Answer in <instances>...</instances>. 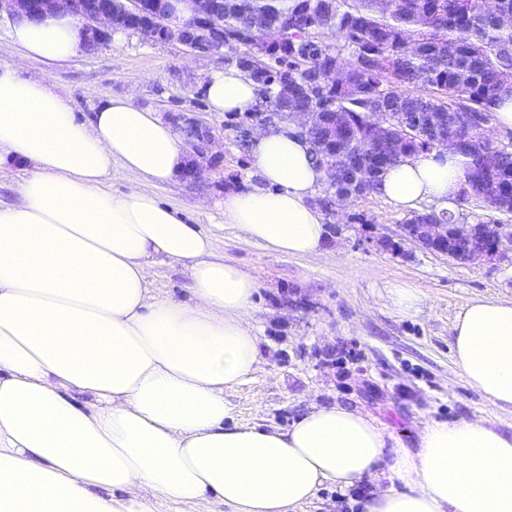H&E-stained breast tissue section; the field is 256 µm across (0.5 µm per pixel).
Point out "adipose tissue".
<instances>
[{"instance_id": "obj_1", "label": "adipose tissue", "mask_w": 512, "mask_h": 512, "mask_svg": "<svg viewBox=\"0 0 512 512\" xmlns=\"http://www.w3.org/2000/svg\"><path fill=\"white\" fill-rule=\"evenodd\" d=\"M23 58L47 67L86 49L65 8L9 29ZM0 62V161L27 163L0 204V512H299L324 483L359 490L361 512H512V435L484 420L434 421L417 452L386 460L366 414L315 406L285 430L228 425L227 391L260 358L251 329L255 276L215 255L156 190L189 165L172 122L112 97L79 120L69 90ZM210 108L251 112L256 85L217 69ZM258 185L228 192L224 215L275 252L309 256L327 235L310 205L325 174L292 128L256 131ZM137 177L108 190L113 163ZM467 159H404L374 192L400 209L454 210ZM186 265L192 301L152 295L157 256ZM452 363L493 405L512 410V301L476 298L456 314ZM389 488H381V481ZM400 488H393V481Z\"/></svg>"}]
</instances>
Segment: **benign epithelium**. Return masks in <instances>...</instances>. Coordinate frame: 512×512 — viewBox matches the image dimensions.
<instances>
[{"label": "benign epithelium", "mask_w": 512, "mask_h": 512, "mask_svg": "<svg viewBox=\"0 0 512 512\" xmlns=\"http://www.w3.org/2000/svg\"><path fill=\"white\" fill-rule=\"evenodd\" d=\"M57 0H0V12L11 16L25 15L37 17L54 9ZM69 11L79 16L87 33V39L96 46L109 41L110 33L96 26L98 19L105 17L110 21L111 28L141 32L144 26L137 23L139 18L149 16L148 26L152 33L151 39L156 41H176L183 45L187 52L195 55H226L235 50V46L224 39V0H197L199 7L193 12L190 23L193 26L194 42L186 40L184 24L175 22L168 15H148L146 0H65ZM295 112H280L275 121H251L246 125L247 133L256 127L263 130H277L282 125L294 121ZM304 121L296 126V133L301 137H309V141L317 148V153L324 155L321 167L325 169L329 189L336 188L341 174L340 166L336 165V133L323 137L310 136L317 124L318 114L304 112ZM171 119L181 128H189L194 138L189 140L193 152L198 157L211 156V161L218 164L220 157L211 154L215 144V135L211 128L194 115L179 112L171 115ZM405 237L422 248L433 253L446 255L456 261L466 263L477 257L493 258L499 252L502 239L512 238V233L505 230L502 224H483L481 230H474V225L455 226L453 224H406ZM469 233L465 250H454L459 233Z\"/></svg>", "instance_id": "benign-epithelium-1"}]
</instances>
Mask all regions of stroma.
<instances>
[{
    "label": "stroma",
    "instance_id": "stroma-1",
    "mask_svg": "<svg viewBox=\"0 0 512 512\" xmlns=\"http://www.w3.org/2000/svg\"><path fill=\"white\" fill-rule=\"evenodd\" d=\"M8 14L0 15V62H22V74L66 87L79 119L92 117L113 96L159 112H198L221 142L217 170L158 188L159 200L180 210L186 223L209 234L216 254L255 274L259 287L251 326L261 362L253 376L228 392L235 424L285 429L315 405L336 403L372 416L386 435V457L415 447L426 423L487 420L512 433V413L486 401L451 360L452 324L468 300H512V245L499 256L456 262L404 237L407 212L368 194L326 215L328 237L315 256L293 257L250 240L224 218L227 185L254 180L250 151L241 149L223 113L203 93L220 55L196 56L177 42H156L116 31L107 44L45 68L23 60L11 43ZM206 207H197V200ZM393 249L380 247V240ZM147 279L160 296L191 300L187 269L159 256ZM396 283L416 289L417 314H398L387 294Z\"/></svg>",
    "mask_w": 512,
    "mask_h": 512
}]
</instances>
